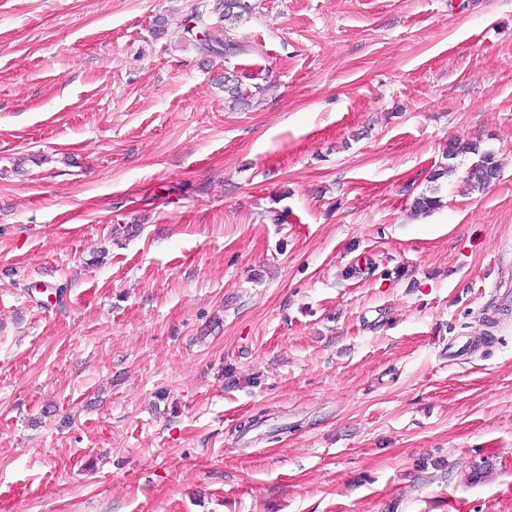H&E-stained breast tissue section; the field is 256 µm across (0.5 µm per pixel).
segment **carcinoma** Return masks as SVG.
I'll return each instance as SVG.
<instances>
[{"label":"carcinoma","instance_id":"cac0c4a2","mask_svg":"<svg viewBox=\"0 0 512 512\" xmlns=\"http://www.w3.org/2000/svg\"><path fill=\"white\" fill-rule=\"evenodd\" d=\"M254 6L249 0H200L192 10L189 22L184 24L180 41L191 43L203 52L211 54H237L245 46L224 34L222 22L242 18L252 12ZM462 154L478 156L466 176L471 188L485 189L498 179L500 166L490 152H482L475 143L448 144L447 159L453 160ZM437 196L421 195L415 198L411 210L415 214H427L440 206Z\"/></svg>","mask_w":512,"mask_h":512}]
</instances>
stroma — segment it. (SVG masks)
I'll return each mask as SVG.
<instances>
[{
    "instance_id": "1",
    "label": "stroma",
    "mask_w": 512,
    "mask_h": 512,
    "mask_svg": "<svg viewBox=\"0 0 512 512\" xmlns=\"http://www.w3.org/2000/svg\"><path fill=\"white\" fill-rule=\"evenodd\" d=\"M197 3L0 0V512H512V0ZM213 2V4H211ZM255 7L249 3V0H201L192 10L189 24H184L180 41L191 43L202 52L211 54H237L245 51V45H242L224 34L223 25L212 23L214 16L217 23L224 21H237L245 14H249ZM207 31L208 35L202 39L198 36L200 32ZM462 154H473L478 156V161L473 163L466 176V184L477 190L485 189L498 179L500 166L490 152H481L476 143H450L446 157L453 160Z\"/></svg>"
}]
</instances>
